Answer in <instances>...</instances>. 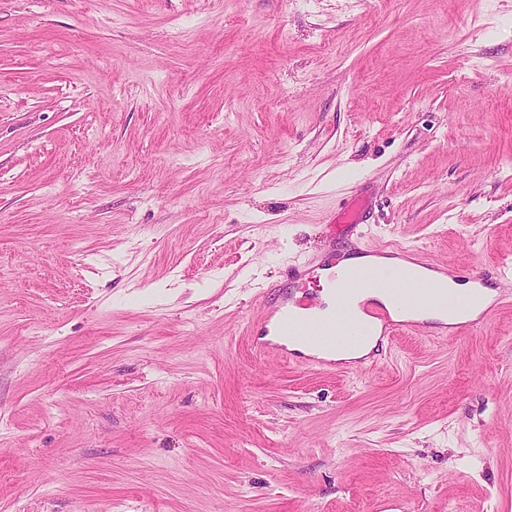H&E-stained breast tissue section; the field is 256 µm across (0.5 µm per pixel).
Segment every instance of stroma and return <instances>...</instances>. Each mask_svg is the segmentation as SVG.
<instances>
[{"mask_svg": "<svg viewBox=\"0 0 512 512\" xmlns=\"http://www.w3.org/2000/svg\"><path fill=\"white\" fill-rule=\"evenodd\" d=\"M396 245L508 308L253 352ZM0 512H512V0H0ZM382 333V325L378 322H371V334L360 346L356 348H336V349H316L308 344L296 341L288 340L283 341L289 349L303 353L305 355H317L319 357H312L309 361L320 369L327 367V363L323 358L335 359L337 361H354L366 357L379 342Z\"/></svg>", "mask_w": 512, "mask_h": 512, "instance_id": "1", "label": "stroma"}]
</instances>
